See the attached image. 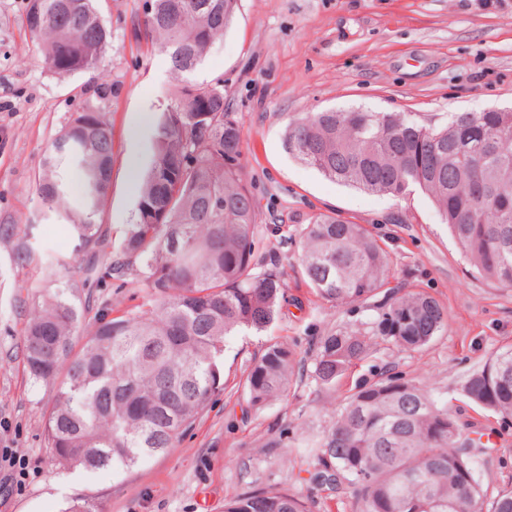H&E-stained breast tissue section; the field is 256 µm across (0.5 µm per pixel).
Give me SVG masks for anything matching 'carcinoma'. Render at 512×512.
<instances>
[{"instance_id":"obj_1","label":"carcinoma","mask_w":512,"mask_h":512,"mask_svg":"<svg viewBox=\"0 0 512 512\" xmlns=\"http://www.w3.org/2000/svg\"><path fill=\"white\" fill-rule=\"evenodd\" d=\"M100 0H25L24 21L46 68L60 77L95 73L112 40ZM238 0H144L132 22L155 43L177 82L157 122L153 156L117 258L98 218L112 177V85L93 82L81 112L54 139L37 179L48 219L64 220L79 249L107 257V277L134 274L151 308L89 322L62 295L34 311L23 336L36 381L56 383L45 415L51 459L87 472L130 469L172 447L224 391V349L242 331H264L288 304L284 274L256 257L258 215L243 166V127L224 82L196 86L206 117L185 103L187 87L231 23ZM288 153L331 179L436 204L465 258L481 276L512 288V112H455L444 126L413 112H308L288 125ZM165 214L145 222L146 210ZM299 268L324 302L367 308L375 319L317 343L313 378L331 387L377 341L399 351L428 345L448 325L446 309L401 282L388 251L362 225L318 214L300 234ZM388 299L377 303V296ZM83 343L75 348L78 330ZM292 353L269 343L242 383L261 407L287 390ZM473 403L512 418V347L491 355L463 385ZM465 432L429 390L386 378L340 405L307 472L317 485L352 490L353 512H512V489L484 493ZM224 512H312L284 489L254 491Z\"/></svg>"}]
</instances>
